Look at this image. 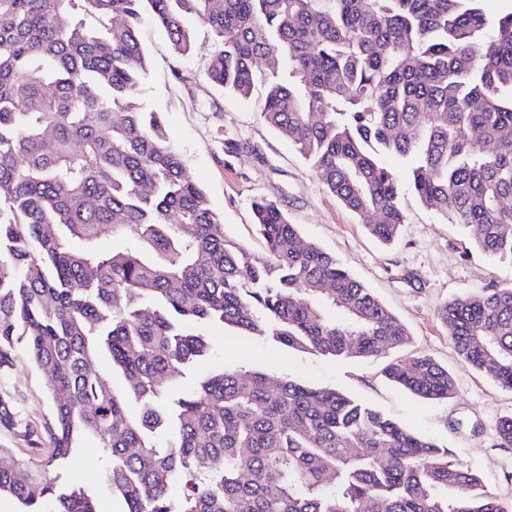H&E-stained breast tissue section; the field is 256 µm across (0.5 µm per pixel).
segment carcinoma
I'll use <instances>...</instances> for the list:
<instances>
[{"label": "carcinoma", "instance_id": "obj_1", "mask_svg": "<svg viewBox=\"0 0 512 512\" xmlns=\"http://www.w3.org/2000/svg\"><path fill=\"white\" fill-rule=\"evenodd\" d=\"M482 2L0 0V373L28 357L53 401L37 428L0 399V429L46 458L0 468V497L98 512L48 471L91 436L125 512H508L451 449L335 389L222 368L173 390L214 349L201 324L334 359L411 334L276 202L251 203L264 254L227 236L140 97L142 16L186 56L192 15L213 40L206 79L241 99L263 80L266 124L369 235L390 244L406 223L388 156L427 209L512 264V11L490 21ZM440 316L460 364L512 391V281ZM385 373L421 398L455 393L425 354ZM497 434L512 448V415Z\"/></svg>", "mask_w": 512, "mask_h": 512}]
</instances>
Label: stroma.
<instances>
[{"label":"stroma","mask_w":512,"mask_h":512,"mask_svg":"<svg viewBox=\"0 0 512 512\" xmlns=\"http://www.w3.org/2000/svg\"><path fill=\"white\" fill-rule=\"evenodd\" d=\"M196 36L193 53L176 58L166 36L144 23L140 37L148 52L146 105L160 113L187 175L207 194L225 232L254 253L263 245L252 219L255 197L272 199L301 236L335 255L344 267L408 327V353L431 356L455 377L456 392L447 400L419 398L390 382L382 372L394 352L375 360L327 358L290 351L218 326H203L216 353L186 370L182 386L219 368L259 370L270 384L291 377L333 388L372 404L400 424L450 448L476 472L483 485L512 512V448L500 447L497 425L512 414V392L486 373L461 366L449 330L438 316L441 305L457 295L492 287L512 277V265L482 254L459 225L428 211L410 184L401 201L407 216L398 240L389 246L369 236L360 221L330 194L307 161L261 117L267 87L257 82L251 96L237 100L210 84L204 71L214 50L206 29L190 20ZM182 70L176 79L174 70ZM238 143L227 153V142ZM48 370L18 359L0 375V398L13 401L18 417L42 425L51 416ZM97 441L84 439L74 459L52 469L59 483H82L100 512H124L123 499L93 479L103 463Z\"/></svg>","instance_id":"stroma-1"}]
</instances>
